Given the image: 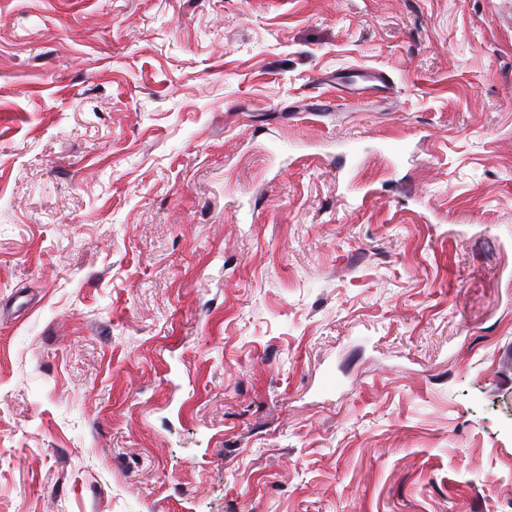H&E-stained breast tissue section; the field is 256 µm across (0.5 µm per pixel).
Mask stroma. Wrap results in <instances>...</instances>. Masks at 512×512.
I'll use <instances>...</instances> for the list:
<instances>
[{"label": "stroma", "instance_id": "obj_1", "mask_svg": "<svg viewBox=\"0 0 512 512\" xmlns=\"http://www.w3.org/2000/svg\"><path fill=\"white\" fill-rule=\"evenodd\" d=\"M0 512H512V0H0Z\"/></svg>", "mask_w": 512, "mask_h": 512}]
</instances>
